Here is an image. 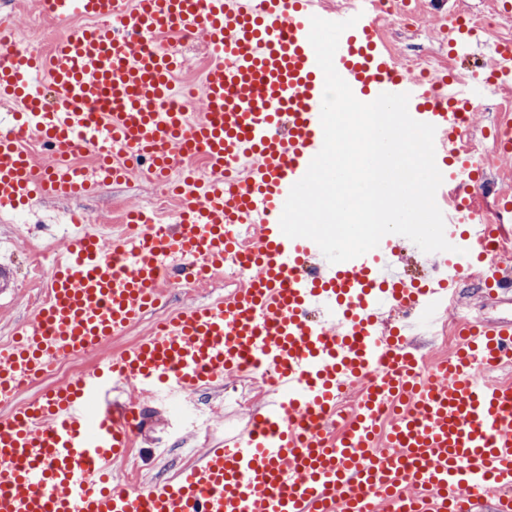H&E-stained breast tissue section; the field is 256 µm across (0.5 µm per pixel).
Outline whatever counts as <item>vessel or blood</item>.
I'll use <instances>...</instances> for the list:
<instances>
[{
	"instance_id": "vessel-or-blood-1",
	"label": "vessel or blood",
	"mask_w": 512,
	"mask_h": 512,
	"mask_svg": "<svg viewBox=\"0 0 512 512\" xmlns=\"http://www.w3.org/2000/svg\"><path fill=\"white\" fill-rule=\"evenodd\" d=\"M64 28L50 50L13 45L0 59V98L17 111L0 124V211L45 197L69 200L137 172L181 176L178 216L163 234L130 211L128 231L77 233L55 251L31 318L0 343V512H512V384L485 372L512 363V319L476 322L443 361L416 358L387 315L439 303L445 288L411 287L414 243L389 237L378 253L329 263L280 217L293 184L323 145L325 78L308 40L310 19L356 18L334 66L355 96L405 93L413 117L436 128L435 159L459 152L456 132L475 90L512 92V39L491 48L492 73L429 80L397 70L372 6L325 9L321 0H47ZM84 26L70 28L71 20ZM203 37L211 56L198 112L176 111V51L153 37ZM460 25L456 54L479 43ZM94 154L93 167L72 158ZM202 156L208 176L185 171ZM468 166L435 199L448 224L469 227L448 279L475 269L494 227L476 201L451 202ZM253 225L257 252L226 300L190 304L116 350L112 342L164 299L180 276L224 268L232 231ZM92 364L35 398L20 396L49 362ZM273 373L244 429L225 433L174 477L137 486L113 480L144 416L254 362ZM133 387L138 401L111 395ZM360 392L336 425V401Z\"/></svg>"
}]
</instances>
